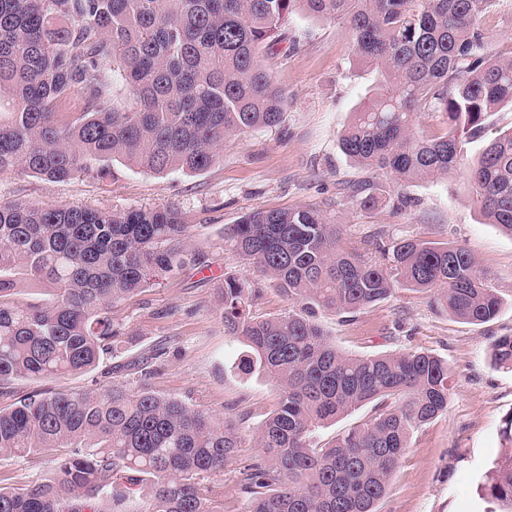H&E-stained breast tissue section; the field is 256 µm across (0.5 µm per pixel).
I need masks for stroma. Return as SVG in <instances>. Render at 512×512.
<instances>
[{
  "instance_id": "35a3bbf8",
  "label": "stroma",
  "mask_w": 512,
  "mask_h": 512,
  "mask_svg": "<svg viewBox=\"0 0 512 512\" xmlns=\"http://www.w3.org/2000/svg\"><path fill=\"white\" fill-rule=\"evenodd\" d=\"M287 38L271 59L287 101L274 127L226 138L206 171L157 176L116 165L101 180L80 174L58 182L22 170L0 174V203L80 205L91 210L176 209L189 224L206 267H189L160 285L114 303L123 336L120 353L81 375L19 380L13 396L34 391H97L120 381L209 409L242 423L243 446L209 483L224 494V512H245L240 472L258 450L253 435L275 409L279 390L261 374L231 367L242 345L226 335L221 293L225 277L257 288L254 310L284 313L291 305L274 283L225 245V229L255 209L312 206L339 225L350 247L415 237L463 247L487 271L501 298L490 322L457 321L425 292L397 290L389 300L350 318L331 311L317 318L338 348L354 355L424 350L445 360L452 375L447 411L415 432L376 512H497L480 486L504 451L502 426L512 415V370L495 366L493 341L512 335V237L485 223L471 204L463 175L400 187L361 167L340 150V136L356 106L369 97L377 73L355 62L349 32L330 20L292 16ZM372 186L390 198L406 193L401 209L360 208L347 188Z\"/></svg>"
}]
</instances>
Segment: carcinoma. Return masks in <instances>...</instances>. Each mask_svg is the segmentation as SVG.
I'll list each match as a JSON object with an SVG mask.
<instances>
[{"instance_id": "1", "label": "carcinoma", "mask_w": 512, "mask_h": 512, "mask_svg": "<svg viewBox=\"0 0 512 512\" xmlns=\"http://www.w3.org/2000/svg\"><path fill=\"white\" fill-rule=\"evenodd\" d=\"M500 0H0V174L54 181L113 176L119 163L200 173L224 139L277 125L283 91L263 63L294 13L348 28L356 61L382 77L340 137L355 163L400 183L463 172L487 223L512 237V127L468 160L486 118L512 105V57L488 53ZM120 76L135 106L114 105ZM439 114L442 132L415 131ZM317 210H255L224 233L299 309L253 312L259 290L224 279V330L237 368L273 380L278 407L256 428L241 472L246 512H375L414 431L448 408V363L425 351L348 354L320 310L354 314L399 289L448 314L491 321L500 299L464 248L399 238L369 256L341 244ZM190 226L168 208L95 211L0 203V395L19 378L83 374L118 351L112 304L186 265L204 267ZM26 284L49 298L23 304ZM512 370V335L492 344ZM373 404L327 445L315 430ZM242 447L237 425L117 382L103 391L35 392L0 409V459L55 467L0 485V512H224L208 477ZM483 493L512 512V449Z\"/></svg>"}]
</instances>
